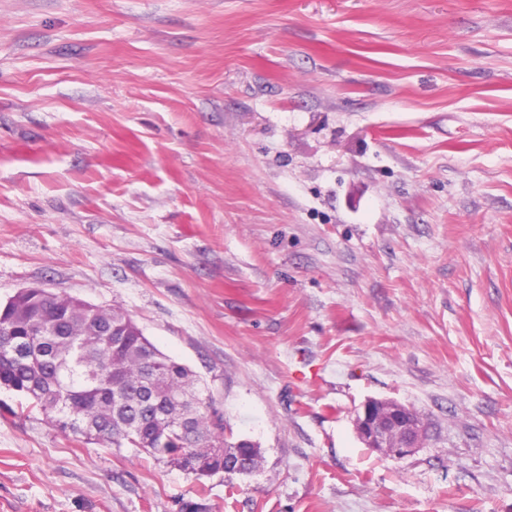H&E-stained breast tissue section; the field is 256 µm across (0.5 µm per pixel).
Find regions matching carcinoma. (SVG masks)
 <instances>
[{
	"instance_id": "carcinoma-1",
	"label": "carcinoma",
	"mask_w": 512,
	"mask_h": 512,
	"mask_svg": "<svg viewBox=\"0 0 512 512\" xmlns=\"http://www.w3.org/2000/svg\"><path fill=\"white\" fill-rule=\"evenodd\" d=\"M0 388L72 440L142 448L196 476L255 470L260 448L224 437V411L186 365L160 351L125 314L21 288L0 304Z\"/></svg>"
}]
</instances>
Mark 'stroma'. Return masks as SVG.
I'll return each mask as SVG.
<instances>
[{"label": "stroma", "mask_w": 512, "mask_h": 512, "mask_svg": "<svg viewBox=\"0 0 512 512\" xmlns=\"http://www.w3.org/2000/svg\"><path fill=\"white\" fill-rule=\"evenodd\" d=\"M130 316L258 444L0 415V512H512V0H0V302ZM370 398L426 424L366 448ZM355 425L366 448L396 460L410 455L425 435L419 416L390 399H367L357 412Z\"/></svg>", "instance_id": "35a3bbf8"}]
</instances>
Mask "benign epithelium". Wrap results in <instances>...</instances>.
<instances>
[{
  "mask_svg": "<svg viewBox=\"0 0 512 512\" xmlns=\"http://www.w3.org/2000/svg\"><path fill=\"white\" fill-rule=\"evenodd\" d=\"M362 443L392 459H403L419 447L425 424L405 405L390 399L366 400L355 419Z\"/></svg>",
  "mask_w": 512,
  "mask_h": 512,
  "instance_id": "benign-epithelium-1",
  "label": "benign epithelium"
}]
</instances>
